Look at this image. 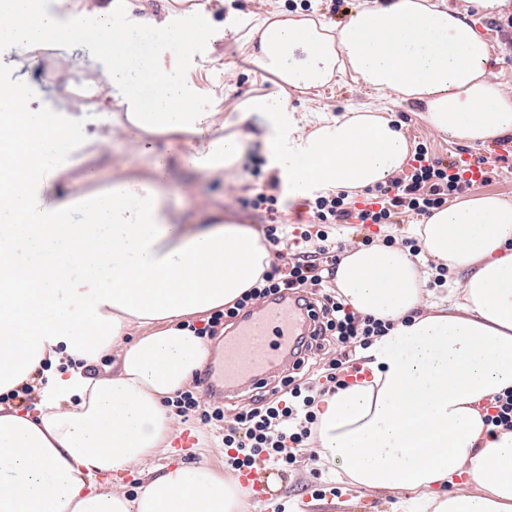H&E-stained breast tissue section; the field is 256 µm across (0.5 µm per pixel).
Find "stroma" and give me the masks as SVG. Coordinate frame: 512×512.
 <instances>
[{"label": "stroma", "instance_id": "1", "mask_svg": "<svg viewBox=\"0 0 512 512\" xmlns=\"http://www.w3.org/2000/svg\"><path fill=\"white\" fill-rule=\"evenodd\" d=\"M301 0H223L213 10L212 20L223 25V32L210 33L197 48V67L191 78L204 89L224 92L223 112L231 115L249 97L271 90L272 81L262 79L251 64L256 41L251 29L256 21L269 14L281 15L302 9ZM475 28L487 41L492 61L489 69L494 79L501 83L508 98L512 99V24L506 18L476 19ZM31 65L27 68L30 87V104L33 108L51 107L62 98L80 99L86 112V132L96 129V114L101 99L95 87L96 72L79 75L77 82L67 80L69 63L58 51L37 46L28 52ZM291 101L302 112H327L335 116L353 109L379 110L392 116L401 127L410 146L426 144L430 153L446 157L468 151V144L448 139L433 130L423 117L419 102H400L373 91L351 76L335 79L328 88L295 91ZM488 168L492 180L486 184L487 192L500 195L512 202V135L504 141L486 143ZM272 173L261 145H253L243 156L239 166L224 177H210L187 165L175 167L171 190L193 213L208 214L217 210L225 218L264 231L268 218L265 211L241 208L238 197L251 195L254 187L266 181ZM313 194L294 196L287 189H280L276 204L282 234H291L294 228L312 220ZM253 396L241 392L224 400V419L218 423H203L197 413L179 415L175 407H168L167 415L174 432L192 430L199 443L195 455L188 457L191 465H206L216 470L224 468V426L232 422L240 408L251 404ZM309 448L296 452V460L289 466H275L276 481L272 487L273 506L284 507L285 512H296L300 497H308L309 512H399L400 500L414 497L411 489L399 491L379 490L376 503L367 506L361 490L351 484L342 464L311 465ZM180 459L172 453L170 445H162L145 464L131 467L122 474L101 476L104 486L119 483L127 495H136L146 477L165 468L178 465Z\"/></svg>", "mask_w": 512, "mask_h": 512}]
</instances>
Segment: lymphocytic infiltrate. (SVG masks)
I'll list each match as a JSON object with an SVG mask.
<instances>
[{"instance_id":"f902f5d3","label":"lymphocytic infiltrate","mask_w":512,"mask_h":512,"mask_svg":"<svg viewBox=\"0 0 512 512\" xmlns=\"http://www.w3.org/2000/svg\"><path fill=\"white\" fill-rule=\"evenodd\" d=\"M415 166L410 175L397 178L384 187H376L364 199L363 209L350 212L347 193L320 195L314 202V221L320 224L317 232L302 230L299 238L320 242L317 255L330 252L325 225L334 224L349 217H357L363 224H388L404 213L428 216L440 209L450 195L471 188L465 179L464 168L456 166L448 158L430 154L426 146H419L414 155ZM317 255L302 251L291 261L272 265L257 284L246 291L233 307L224 313L214 314L207 324L199 328V335H213L222 318H235L241 310L255 304L269 294L284 288L318 286L323 282V268L317 263ZM325 308L324 328L332 332L340 350L330 364L325 382H302L294 384L284 399L255 407L242 408L235 416L233 425L224 431V449L227 465L231 470H240L253 458L266 455L281 464L296 460L295 449L303 447L311 438L317 422L314 410L317 397L345 388L343 371L351 362L360 360L375 337L385 335L390 328L388 322L354 312L343 299L332 296Z\"/></svg>"}]
</instances>
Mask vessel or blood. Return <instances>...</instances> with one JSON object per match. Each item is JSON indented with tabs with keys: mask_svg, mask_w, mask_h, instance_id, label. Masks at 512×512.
Returning <instances> with one entry per match:
<instances>
[{
	"mask_svg": "<svg viewBox=\"0 0 512 512\" xmlns=\"http://www.w3.org/2000/svg\"><path fill=\"white\" fill-rule=\"evenodd\" d=\"M313 315L303 294L285 289L242 314L208 364L214 397L254 387L296 358L299 343L312 336ZM269 471L255 464L237 475L250 502L268 503Z\"/></svg>",
	"mask_w": 512,
	"mask_h": 512,
	"instance_id": "1",
	"label": "vessel or blood"
}]
</instances>
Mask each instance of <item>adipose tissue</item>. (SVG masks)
Wrapping results in <instances>:
<instances>
[{"mask_svg":"<svg viewBox=\"0 0 512 512\" xmlns=\"http://www.w3.org/2000/svg\"><path fill=\"white\" fill-rule=\"evenodd\" d=\"M203 0L152 14L143 0H0V46L18 76L0 82V394L54 366L35 414L0 405V512H241L242 492L203 465L177 466L136 497L98 475L145 462L168 439L164 399L207 356L192 318L233 305L269 267L259 234L204 222L168 202L171 156L155 138L186 144L198 171L220 177L261 140L296 194L383 185L410 147L392 119L358 109L301 112L291 91L351 74L373 90L424 104L426 122L472 145L512 134V103L488 76L487 45L447 0H361L340 25L303 12L255 25L253 64L274 79L225 118L190 78ZM50 42L72 73L99 74L113 111L84 132L70 101L32 109L20 71ZM145 154L111 188L48 202L71 169L98 179L115 140ZM422 250L387 245L346 253L335 270L357 312L392 321L367 350L368 379L322 400L318 454L343 462L363 489L415 491L401 512H512V432L489 438L482 401L512 389V203L476 192L417 228ZM465 275L461 304L418 314L421 264ZM111 376L88 364L110 351ZM462 488L440 496L453 475Z\"/></svg>","mask_w":512,"mask_h":512,"instance_id":"adipose-tissue-1","label":"adipose tissue"}]
</instances>
